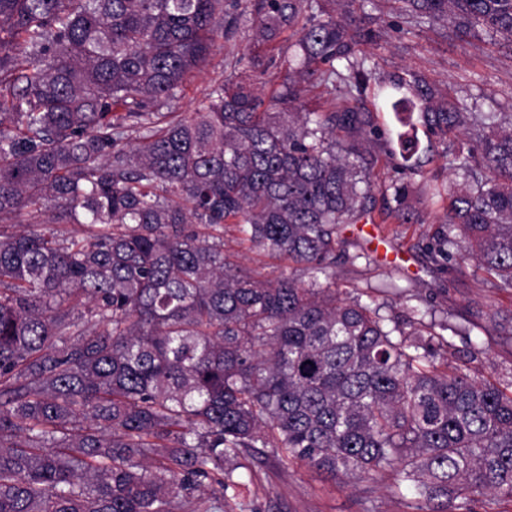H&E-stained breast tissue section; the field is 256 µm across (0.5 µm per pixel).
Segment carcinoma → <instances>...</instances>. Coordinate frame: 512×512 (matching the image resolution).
Instances as JSON below:
<instances>
[{"instance_id": "carcinoma-1", "label": "carcinoma", "mask_w": 512, "mask_h": 512, "mask_svg": "<svg viewBox=\"0 0 512 512\" xmlns=\"http://www.w3.org/2000/svg\"><path fill=\"white\" fill-rule=\"evenodd\" d=\"M398 2L461 40H512V0ZM334 5L0 0V222L87 227L0 230V512H227L253 448L350 484L390 472L410 512L512 499V382L477 372L482 348L448 363V324L419 307L383 310L393 284L336 283L338 263L384 275L343 236L379 196L398 224L436 214L416 245L431 268L469 260L511 292L512 113L415 74L369 88L381 33ZM243 19L268 61L235 60L171 116ZM274 65L288 75L267 96ZM310 87L328 111L302 109ZM229 225L288 274L241 270ZM474 327L512 343V322Z\"/></svg>"}]
</instances>
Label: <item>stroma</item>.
Instances as JSON below:
<instances>
[{
    "instance_id": "35a3bbf8",
    "label": "stroma",
    "mask_w": 512,
    "mask_h": 512,
    "mask_svg": "<svg viewBox=\"0 0 512 512\" xmlns=\"http://www.w3.org/2000/svg\"><path fill=\"white\" fill-rule=\"evenodd\" d=\"M364 11L373 26L382 30L377 48L368 50L371 84L393 72L426 76L444 94L467 100L477 112L512 113V44L462 41L447 35L445 27L419 25L395 12L389 0H367ZM266 46L256 43L247 29L219 40L200 70L185 81L172 102L178 112L193 111L212 86L229 74V62L245 56H267ZM373 233L348 225L345 236L358 239L371 251L401 287L414 297L415 305L431 308L436 318H447L446 356L458 363L480 342L472 323L480 315L512 317V292L505 293L475 281L470 273L432 271L415 250L426 224H398L381 211L372 213ZM252 512H405L398 496L384 483L365 480L357 488L324 480L314 469L299 462L267 457L245 491Z\"/></svg>"
}]
</instances>
